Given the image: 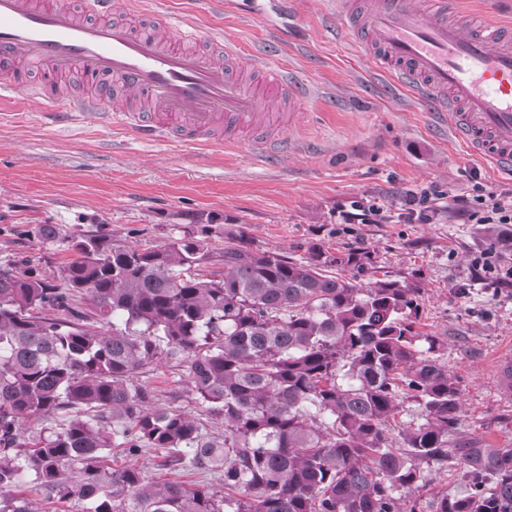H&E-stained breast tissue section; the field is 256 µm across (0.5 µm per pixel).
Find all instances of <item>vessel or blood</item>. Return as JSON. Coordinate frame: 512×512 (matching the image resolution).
Returning <instances> with one entry per match:
<instances>
[{"label": "vessel or blood", "mask_w": 512, "mask_h": 512, "mask_svg": "<svg viewBox=\"0 0 512 512\" xmlns=\"http://www.w3.org/2000/svg\"><path fill=\"white\" fill-rule=\"evenodd\" d=\"M139 3L84 0L79 13L58 0H0V65L10 72L0 95L25 90L54 125L113 121L151 141L272 147L295 131L302 83L231 40L206 56L186 50L199 30L162 10L146 31L112 22L117 9ZM355 5L373 68L447 121L463 149L512 177V27L449 20L448 0H336V12ZM33 64L43 71L31 85L24 72ZM74 71L83 88L57 93V79ZM111 82L123 109L85 93Z\"/></svg>", "instance_id": "1"}]
</instances>
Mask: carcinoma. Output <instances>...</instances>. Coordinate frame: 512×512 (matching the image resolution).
Here are the masks:
<instances>
[{
  "instance_id": "obj_1",
  "label": "carcinoma",
  "mask_w": 512,
  "mask_h": 512,
  "mask_svg": "<svg viewBox=\"0 0 512 512\" xmlns=\"http://www.w3.org/2000/svg\"><path fill=\"white\" fill-rule=\"evenodd\" d=\"M211 231L139 249L41 224L40 242L74 252L61 282L0 271V512H38L30 479L77 512H416L420 465L450 457L469 490L433 512H512V448L460 431L462 386L437 355L445 340L419 330L417 288L358 282L367 253L313 244L294 260L241 228L206 274ZM82 293L99 330L83 324ZM167 360L220 433L155 407L138 377ZM406 398L417 419L395 437ZM56 414L58 430L27 432ZM114 448L160 449L165 469L213 477L224 496L114 468Z\"/></svg>"
}]
</instances>
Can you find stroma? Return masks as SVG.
Listing matches in <instances>:
<instances>
[{
	"label": "stroma",
	"instance_id": "stroma-1",
	"mask_svg": "<svg viewBox=\"0 0 512 512\" xmlns=\"http://www.w3.org/2000/svg\"><path fill=\"white\" fill-rule=\"evenodd\" d=\"M291 2L293 26L283 38L271 0L261 10L254 0H238L235 13L211 0H165L206 38L237 41L315 86L284 153L146 143L99 123L52 126L39 102L0 97V270L22 265L34 277L59 276L72 253L41 243L34 235L41 224L146 248L208 216L219 249L225 232L241 225L252 248L294 259L307 257L313 243L335 256L370 252L360 282L416 287L422 330L445 339L439 356L462 384L464 434L510 448L512 399L499 394L497 359L512 354V287L474 264L497 247L496 237L486 225L456 223L448 208L432 224H340L336 208L363 198L395 212L408 191L432 184L454 196L477 184L510 189L512 181L468 154L436 113L372 72L343 40L328 0ZM185 380L184 367L166 361L140 377L157 406L207 422ZM422 472L417 512L468 490L456 459Z\"/></svg>",
	"mask_w": 512,
	"mask_h": 512
}]
</instances>
